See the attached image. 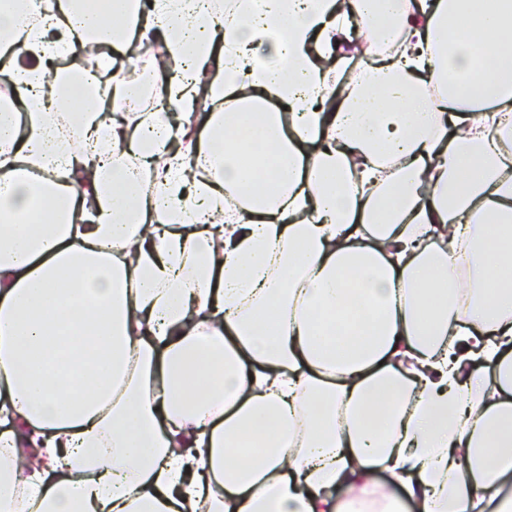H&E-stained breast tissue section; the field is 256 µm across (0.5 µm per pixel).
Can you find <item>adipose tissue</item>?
<instances>
[{"instance_id": "obj_1", "label": "adipose tissue", "mask_w": 512, "mask_h": 512, "mask_svg": "<svg viewBox=\"0 0 512 512\" xmlns=\"http://www.w3.org/2000/svg\"><path fill=\"white\" fill-rule=\"evenodd\" d=\"M136 11L0 0V512H512V0Z\"/></svg>"}]
</instances>
